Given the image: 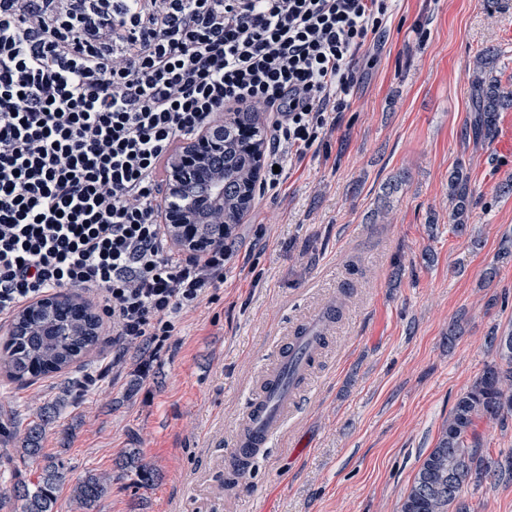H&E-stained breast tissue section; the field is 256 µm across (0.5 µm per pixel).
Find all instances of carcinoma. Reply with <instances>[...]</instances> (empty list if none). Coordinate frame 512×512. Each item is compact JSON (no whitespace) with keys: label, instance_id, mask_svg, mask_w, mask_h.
Wrapping results in <instances>:
<instances>
[{"label":"carcinoma","instance_id":"obj_1","mask_svg":"<svg viewBox=\"0 0 512 512\" xmlns=\"http://www.w3.org/2000/svg\"><path fill=\"white\" fill-rule=\"evenodd\" d=\"M495 56L487 50L478 54L473 68V107L477 112L476 133L491 140L496 133L498 112L512 105V90L504 88L495 76L486 77L494 69ZM243 124L257 129L261 125L250 112H233L224 117V155L215 163L224 174V234L240 223L245 209L242 204L243 183L254 175V161L240 146L237 130ZM210 183L196 176L185 178V199L209 190ZM474 189L466 166L459 162L448 174V222L461 237L470 235V216ZM512 262V236H505L486 279L493 281L500 263ZM100 340L98 315L76 292L57 295L54 306L32 313L19 312L7 330L0 347V365L10 380L29 382L35 378L65 371L81 362ZM485 347L495 358L485 364L481 373L460 393L443 422L438 440L423 458L413 481L401 499L397 512H468L461 500L467 482L481 483L512 479V460L489 465L483 455L482 422L504 423L512 414V331L499 332L494 327L486 335ZM59 404H48L40 413V422L7 432L20 438L22 455L36 460L42 456L46 428L53 423ZM62 479L59 464L49 461L34 482L13 488L15 512H55L56 489ZM112 476L90 473L74 486V500L79 508L90 510L108 494Z\"/></svg>","mask_w":512,"mask_h":512}]
</instances>
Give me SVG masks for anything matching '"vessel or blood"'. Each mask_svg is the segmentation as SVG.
<instances>
[{
  "instance_id": "obj_1",
  "label": "vessel or blood",
  "mask_w": 512,
  "mask_h": 512,
  "mask_svg": "<svg viewBox=\"0 0 512 512\" xmlns=\"http://www.w3.org/2000/svg\"><path fill=\"white\" fill-rule=\"evenodd\" d=\"M332 312V307L322 308L300 325L281 348L259 384L256 400L238 423L231 463H252L282 431L298 401L299 385L323 347Z\"/></svg>"
}]
</instances>
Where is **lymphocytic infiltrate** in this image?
<instances>
[{
	"mask_svg": "<svg viewBox=\"0 0 512 512\" xmlns=\"http://www.w3.org/2000/svg\"><path fill=\"white\" fill-rule=\"evenodd\" d=\"M392 2L0 0V316L77 290L113 343L162 347L233 255L168 244L171 156L252 113L259 190L279 198L350 108Z\"/></svg>",
	"mask_w": 512,
	"mask_h": 512,
	"instance_id": "1",
	"label": "lymphocytic infiltrate"
}]
</instances>
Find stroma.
Masks as SVG:
<instances>
[{"label":"stroma","mask_w":512,"mask_h":512,"mask_svg":"<svg viewBox=\"0 0 512 512\" xmlns=\"http://www.w3.org/2000/svg\"><path fill=\"white\" fill-rule=\"evenodd\" d=\"M512 86V0H397L367 43L350 109L286 194L254 200L226 245L232 270L184 315L139 375L135 347L101 339L75 372L20 385L0 371V426L62 409L43 441L62 459L56 512H79L87 472L112 476L96 512H396L459 394L493 358L491 327L512 328V263L484 276L512 235V109L477 142L469 94L479 52ZM469 168L477 244L451 231L448 172ZM410 179L388 212L383 185ZM342 314L283 431L243 479L227 457L238 419L278 344L322 307ZM464 334L448 341V325ZM115 367L101 372L107 362ZM138 449L150 481L119 467ZM35 462L0 436V493ZM469 512H512V480L466 484Z\"/></svg>","instance_id":"1"}]
</instances>
